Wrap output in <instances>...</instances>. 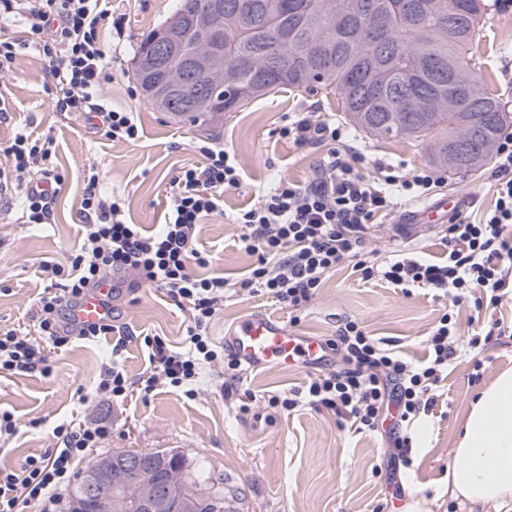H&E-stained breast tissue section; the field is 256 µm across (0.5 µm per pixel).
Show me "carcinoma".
<instances>
[{
	"mask_svg": "<svg viewBox=\"0 0 512 512\" xmlns=\"http://www.w3.org/2000/svg\"><path fill=\"white\" fill-rule=\"evenodd\" d=\"M212 0H178L174 13L140 43L134 77L157 110L170 111L155 87L179 82L183 58L196 54L195 24ZM490 9L489 0H224L217 24L224 55L198 69L177 114L208 124L216 112H238L280 87L323 91L357 129L376 137L421 140L430 161L453 174L476 172L490 163L495 145L512 121L467 51ZM381 17L387 37L368 25ZM181 36L180 54L165 71L153 69L154 44ZM465 142L470 157L461 167L449 149ZM165 468L131 484L161 479L187 485L186 497L164 501L157 512H226L224 496L208 487L204 470L188 469L183 456L166 450Z\"/></svg>",
	"mask_w": 512,
	"mask_h": 512,
	"instance_id": "carcinoma-1",
	"label": "carcinoma"
}]
</instances>
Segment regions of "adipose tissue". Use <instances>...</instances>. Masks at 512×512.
I'll list each match as a JSON object with an SVG mask.
<instances>
[{"mask_svg":"<svg viewBox=\"0 0 512 512\" xmlns=\"http://www.w3.org/2000/svg\"><path fill=\"white\" fill-rule=\"evenodd\" d=\"M450 496L474 507L512 502V369L469 400L448 467Z\"/></svg>","mask_w":512,"mask_h":512,"instance_id":"1","label":"adipose tissue"}]
</instances>
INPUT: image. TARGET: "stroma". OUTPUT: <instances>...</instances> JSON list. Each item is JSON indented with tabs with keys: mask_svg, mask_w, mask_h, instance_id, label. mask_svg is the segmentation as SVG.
<instances>
[{
	"mask_svg": "<svg viewBox=\"0 0 512 512\" xmlns=\"http://www.w3.org/2000/svg\"><path fill=\"white\" fill-rule=\"evenodd\" d=\"M175 4L111 0L109 8L123 17L124 29L119 35L110 27L102 29V45L112 57L104 97L108 106L136 113L142 128L137 142L109 140L85 118L58 111L44 63L33 50L24 51L15 73L0 76V147L19 133L52 138L54 164L64 178L47 223H25L19 205L0 214V332L36 336L37 303L46 287L38 266L44 260H64L82 246V188L88 170L98 171L105 191L125 197L129 223L154 231L169 210L173 176L203 162L196 141L209 139L234 153L242 168L241 184L225 192L223 214L206 218L200 232L203 248L213 257L204 275L234 283L245 277L250 259L239 248L242 227L232 223V214L250 207L259 191L278 179L312 181L320 158L330 151L327 143L301 148L278 134L297 112L339 115L336 98L321 92L284 88L213 126L176 121L136 92L137 48ZM468 55L505 111L512 113V0H491ZM349 135L368 158L404 164L409 172L430 165L424 144L377 139L355 129ZM491 183L487 167L466 175L449 173L434 196L458 201L459 213L476 222L492 201ZM413 210L405 200L391 216L363 226L366 245L384 253L442 255L443 229L423 228L415 239L399 240L400 227L410 221ZM446 306L445 298L428 290L407 296L386 283L362 281L347 261L327 275L300 316L270 299L240 295L215 314L210 335L216 345H223L236 322L262 313L294 322L301 335L327 338L342 320L352 318L371 336L398 342L404 355L415 360L424 356L426 336ZM112 307L116 328L132 336L121 359L129 378L149 369L142 337L160 336L176 348L188 343V312L162 291L125 286L115 294ZM480 316L499 322L502 333L449 364L447 376L434 388L433 410L410 430L413 464L406 469L392 471L389 447L381 436L355 431L332 411L308 405L290 412L268 408L270 396L300 389L319 374V367L270 365L246 373L242 386L254 397L246 413L238 401L224 396L217 367L202 373L195 399L161 386L149 398L135 393L116 402L97 391L112 349L109 337L48 351V372L0 375V412L12 413L22 424L34 419L41 423L38 431L19 434L0 448V467L15 468L27 456L43 453L53 444L54 427L75 420L112 427L102 447L76 462V473L117 449H167L184 455L190 467L204 465L212 490L226 495L236 512H469L448 493L453 440L473 393L498 371L512 368V299ZM392 475L403 485L402 498L391 496Z\"/></svg>",
	"mask_w": 512,
	"mask_h": 512,
	"instance_id": "stroma-1",
	"label": "stroma"
}]
</instances>
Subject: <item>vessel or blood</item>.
<instances>
[{
  "label": "vessel or blood",
  "mask_w": 512,
  "mask_h": 512,
  "mask_svg": "<svg viewBox=\"0 0 512 512\" xmlns=\"http://www.w3.org/2000/svg\"><path fill=\"white\" fill-rule=\"evenodd\" d=\"M107 287L88 294L80 304L76 317L94 324L107 313ZM231 353L250 370L268 364L303 367L322 361L326 354L320 338L302 336L289 329L279 319L257 314L238 322L226 335Z\"/></svg>",
  "instance_id": "b4317fda"
}]
</instances>
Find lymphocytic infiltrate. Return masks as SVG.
<instances>
[{"instance_id":"lymphocytic-infiltrate-1","label":"lymphocytic infiltrate","mask_w":512,"mask_h":512,"mask_svg":"<svg viewBox=\"0 0 512 512\" xmlns=\"http://www.w3.org/2000/svg\"><path fill=\"white\" fill-rule=\"evenodd\" d=\"M107 3L0 0V22L21 21L26 26L24 40L0 39V75L14 70L22 50L34 49L53 81L59 111L97 121L110 140L134 142L140 137L134 113L103 102L102 86L111 65L101 43V27L112 17ZM279 134L300 147L329 141L334 147L314 180L305 185L278 180L260 191L253 206L235 215L243 229L239 246L253 259L235 289L224 278L194 273L211 262L199 246L200 225L223 213L225 191L241 183L238 161L223 146L198 144L204 162L174 176L168 215L154 232L128 223L124 199L105 194L98 175L88 173L82 191L86 243L66 261L40 264L41 275L56 293L39 300L38 338L13 330L0 334V372L36 370L47 362L46 349L113 336L115 327L109 322L77 326L72 310L86 290L118 275L134 276L136 285L162 290L179 308L188 309L190 344L175 351L161 337L145 338L150 362L146 375L133 380L113 364L99 381V392L115 400L135 390L150 396L162 384L195 398L202 372L215 366L224 371L225 392H232L245 369L209 334L210 322L225 300L242 291L298 312L315 297L326 276L347 260L355 261L362 280H383L406 294L428 288L453 305L473 303L478 312L512 295V238L504 234L505 227L512 226L511 134L496 145L495 200L482 222L472 224L458 214L449 218L443 257L433 260L402 252L383 262L367 251L361 227L390 215L400 198L433 194L441 176L428 168L408 173L402 165L377 161L373 178H366L359 171L364 158L348 145L344 126L313 112L298 113ZM52 146V139L19 134L4 150L9 164L0 169V181L19 191L31 224L46 222L51 197L29 185L27 170L39 166L43 180L56 189L64 182L54 169ZM325 345L335 368L311 377L304 390L270 397L269 407L289 412L306 403L333 411L359 432L389 427L393 464L409 465L407 428L432 409L433 388L461 350L452 315L442 314L432 326L426 356L416 363L396 344L370 336L351 319L341 323ZM109 433L99 424L56 426L52 448L28 456L17 468H0V512H56L59 492L71 482L75 461L100 447Z\"/></svg>"}]
</instances>
